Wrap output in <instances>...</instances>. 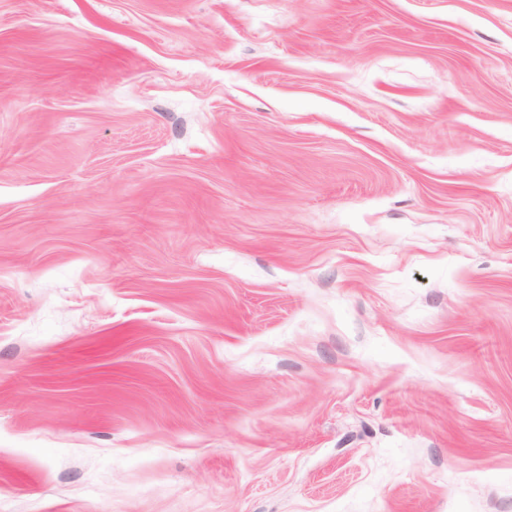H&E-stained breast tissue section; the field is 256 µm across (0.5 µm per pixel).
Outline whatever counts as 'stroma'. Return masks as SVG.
<instances>
[{
  "mask_svg": "<svg viewBox=\"0 0 512 512\" xmlns=\"http://www.w3.org/2000/svg\"><path fill=\"white\" fill-rule=\"evenodd\" d=\"M0 512H512V0H0Z\"/></svg>",
  "mask_w": 512,
  "mask_h": 512,
  "instance_id": "stroma-1",
  "label": "stroma"
}]
</instances>
